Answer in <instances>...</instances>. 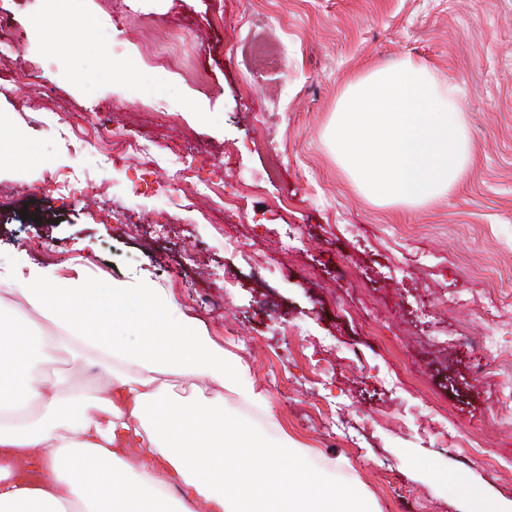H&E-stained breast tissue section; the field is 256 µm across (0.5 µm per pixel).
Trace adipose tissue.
Returning <instances> with one entry per match:
<instances>
[{
  "mask_svg": "<svg viewBox=\"0 0 512 512\" xmlns=\"http://www.w3.org/2000/svg\"><path fill=\"white\" fill-rule=\"evenodd\" d=\"M12 293L0 300V512H370L273 417L225 408V389L258 396L164 289L32 267ZM18 308L55 335H35ZM65 354L89 356L95 377L48 374ZM174 377L213 395L183 399ZM246 471L269 473L275 496L252 502Z\"/></svg>",
  "mask_w": 512,
  "mask_h": 512,
  "instance_id": "1",
  "label": "adipose tissue"
}]
</instances>
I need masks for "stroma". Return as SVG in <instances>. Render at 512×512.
Listing matches in <instances>:
<instances>
[{"label": "stroma", "instance_id": "35a3bbf8", "mask_svg": "<svg viewBox=\"0 0 512 512\" xmlns=\"http://www.w3.org/2000/svg\"><path fill=\"white\" fill-rule=\"evenodd\" d=\"M65 8L0 0L18 32L0 44V136L92 187L64 200L48 166L0 160L14 194L0 297L21 259L167 289L374 512H472L473 490L512 507V356L477 367L488 339L512 342V307L469 320L472 303L512 295V0H81L78 26ZM407 54L465 103L471 160L446 197L387 204L358 189L329 132L347 84ZM67 111L153 144L156 165L105 161L63 134ZM173 140L208 159L190 209L161 191Z\"/></svg>", "mask_w": 512, "mask_h": 512}]
</instances>
